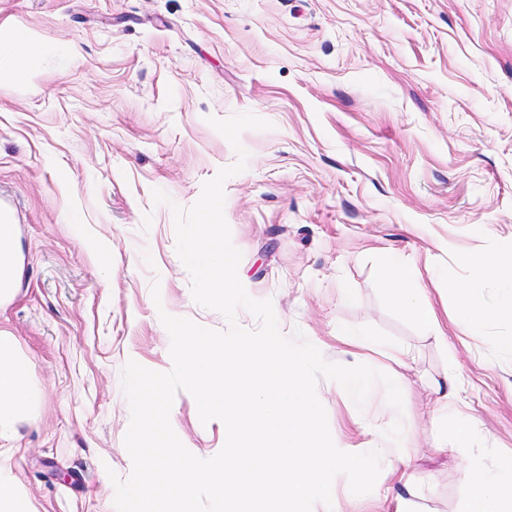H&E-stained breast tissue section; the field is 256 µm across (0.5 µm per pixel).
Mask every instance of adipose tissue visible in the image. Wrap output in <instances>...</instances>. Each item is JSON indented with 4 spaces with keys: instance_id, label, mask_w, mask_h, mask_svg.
<instances>
[{
    "instance_id": "ef3b65f1",
    "label": "adipose tissue",
    "mask_w": 512,
    "mask_h": 512,
    "mask_svg": "<svg viewBox=\"0 0 512 512\" xmlns=\"http://www.w3.org/2000/svg\"><path fill=\"white\" fill-rule=\"evenodd\" d=\"M385 293L391 304L403 309L424 330L443 339L438 315L420 277L404 263L390 266L385 274ZM457 305L453 321L458 329L469 332L490 323L512 318V304L480 306L472 302L468 291L460 284L448 285ZM29 365L17 349L15 337L0 333V438L8 437L18 413L29 402ZM422 415L448 421L460 438H469L473 425L462 409L455 378L447 385L434 404L424 405ZM470 489L466 512H512V460L491 469L473 463L465 471Z\"/></svg>"
}]
</instances>
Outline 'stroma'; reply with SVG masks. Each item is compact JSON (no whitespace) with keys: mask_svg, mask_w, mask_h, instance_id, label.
<instances>
[{"mask_svg":"<svg viewBox=\"0 0 512 512\" xmlns=\"http://www.w3.org/2000/svg\"><path fill=\"white\" fill-rule=\"evenodd\" d=\"M21 31L41 45L28 64ZM0 70L14 74L0 83V207L18 269L0 332L31 363L9 468L30 512H115L112 480L132 470L123 366L171 369L160 312L226 329L192 298L172 208L237 160L209 117L245 112L273 124L242 132L247 168L224 185L247 293L328 361L353 362L348 326L408 352L410 453L385 457L369 494L339 489V512H386L403 471L418 512H464L466 443L414 420L451 372L485 463L512 458V356L489 346L512 322L461 333L441 289L511 298L471 269L512 253V0H0ZM156 188L170 204L154 206ZM396 261L419 272L447 346L388 301ZM317 395L335 443L374 450L378 408L326 378ZM172 416L197 457L223 447L189 393ZM13 51L21 63H27L38 55L40 43L31 33L17 34L13 40Z\"/></svg>","mask_w":512,"mask_h":512,"instance_id":"1","label":"stroma"}]
</instances>
